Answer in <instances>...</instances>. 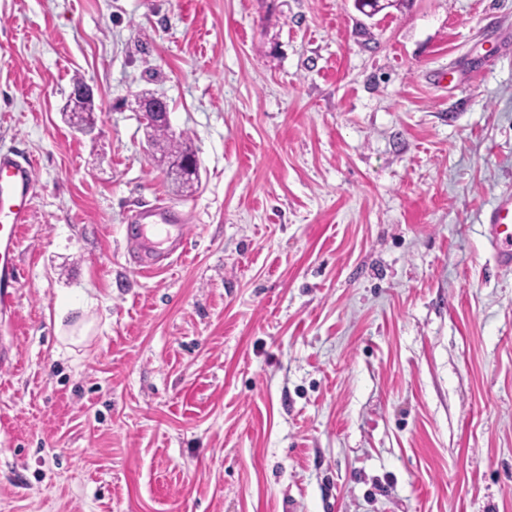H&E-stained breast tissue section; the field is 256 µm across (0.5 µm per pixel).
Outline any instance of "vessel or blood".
<instances>
[{
	"label": "vessel or blood",
	"mask_w": 512,
	"mask_h": 512,
	"mask_svg": "<svg viewBox=\"0 0 512 512\" xmlns=\"http://www.w3.org/2000/svg\"><path fill=\"white\" fill-rule=\"evenodd\" d=\"M36 192L33 164L16 151H0V314L9 315L22 286L20 229L30 218V203ZM141 253L139 271L151 272L182 257L183 228L178 214L159 204L140 212ZM487 237L500 267H512V194L503 195L489 212Z\"/></svg>",
	"instance_id": "b4317fda"
}]
</instances>
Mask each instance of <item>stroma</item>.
<instances>
[{
    "mask_svg": "<svg viewBox=\"0 0 512 512\" xmlns=\"http://www.w3.org/2000/svg\"><path fill=\"white\" fill-rule=\"evenodd\" d=\"M8 149L37 190L0 512H512V269L484 233L512 191V0H0ZM160 200L187 253L141 273ZM150 129L149 137L151 138L152 145L156 149V153H160L158 158L160 163H168L172 159H187L196 161L195 154L184 140H179L173 135L168 134V127L166 125H156L146 127Z\"/></svg>",
    "mask_w": 512,
    "mask_h": 512,
    "instance_id": "35a3bbf8",
    "label": "stroma"
}]
</instances>
